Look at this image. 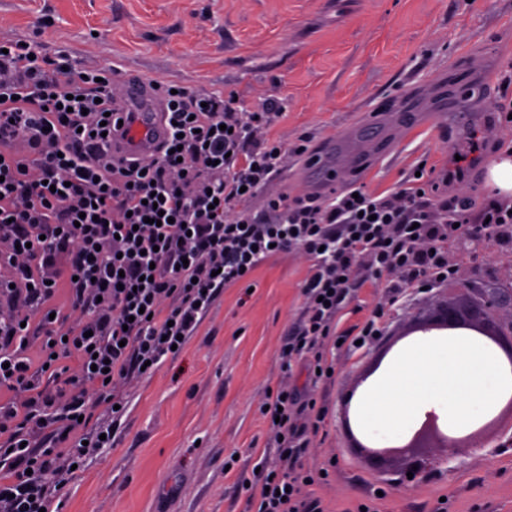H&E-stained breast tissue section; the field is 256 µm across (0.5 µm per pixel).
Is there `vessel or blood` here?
<instances>
[{
  "label": "vessel or blood",
  "mask_w": 512,
  "mask_h": 512,
  "mask_svg": "<svg viewBox=\"0 0 512 512\" xmlns=\"http://www.w3.org/2000/svg\"><path fill=\"white\" fill-rule=\"evenodd\" d=\"M123 82V126L115 132L112 148L133 156L151 153L163 135L157 112L158 101L154 94L149 93L146 79L127 76Z\"/></svg>",
  "instance_id": "b4317fda"
}]
</instances>
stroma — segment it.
Segmentation results:
<instances>
[{
  "mask_svg": "<svg viewBox=\"0 0 512 512\" xmlns=\"http://www.w3.org/2000/svg\"><path fill=\"white\" fill-rule=\"evenodd\" d=\"M1 36L67 51L82 64L231 92L251 106L286 99L271 136L308 135L317 157L344 135L354 149L392 140L391 153L358 175L376 194L403 187L419 169L429 178L457 168L449 194L483 201L495 192L488 165L512 147V122L494 112L512 74V0H0ZM482 75L486 93L462 108ZM433 112L449 113L450 122H427ZM329 175L291 157L278 186L292 196L316 192ZM489 251L488 262L449 249L448 283L398 301L364 346L333 350L330 380L311 384L293 366L290 382L324 412L304 466L330 469L308 488L326 512H355L363 502L374 512H512L505 406L464 456L413 478L400 456L378 472L352 439L355 394L421 319L482 288L502 295L492 320L512 323V252ZM309 268L291 252L259 267L249 284L223 289L180 354L131 383L113 446L69 476L61 512H248L255 466L274 455L259 407L281 378L277 352L299 321ZM387 284L366 278L338 332L362 325Z\"/></svg>",
  "mask_w": 512,
  "mask_h": 512,
  "instance_id": "obj_1",
  "label": "stroma"
}]
</instances>
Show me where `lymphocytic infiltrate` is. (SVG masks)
<instances>
[{"label":"lymphocytic infiltrate","mask_w":512,"mask_h":512,"mask_svg":"<svg viewBox=\"0 0 512 512\" xmlns=\"http://www.w3.org/2000/svg\"><path fill=\"white\" fill-rule=\"evenodd\" d=\"M118 75L0 39V262L15 278L0 282V390L20 396L0 405V512H59L73 466L111 447L128 377L155 372L218 292L266 260L291 251L313 260L279 361L285 371L305 363L321 382L359 268L391 276L396 302L448 282V249L472 231L512 246L511 199L479 206L419 178L383 197L358 184L280 193L255 215L252 200L286 156L308 150L305 135L289 147L266 137L286 109L279 98L248 108L232 93L159 83L167 136L157 154L115 157L101 123L122 110ZM61 271L80 313L68 328L50 317ZM33 322L44 336L36 373L26 357ZM68 357L75 367L63 366ZM264 403L276 454L259 464L254 512H325L306 492L322 475L302 463L320 427L308 417L314 402L281 383Z\"/></svg>","instance_id":"f902f5d3"}]
</instances>
